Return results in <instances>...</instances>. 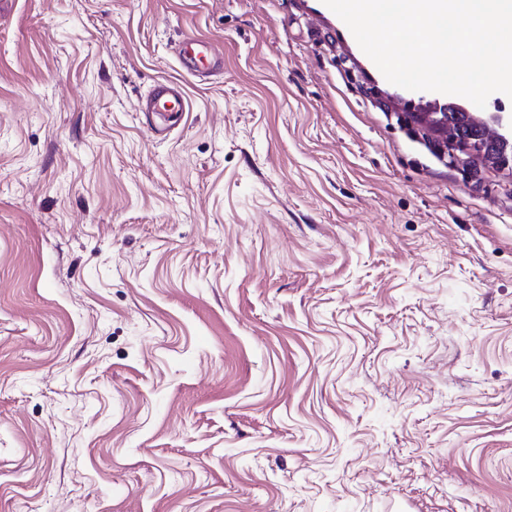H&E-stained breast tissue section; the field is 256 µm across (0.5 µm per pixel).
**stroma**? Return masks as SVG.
<instances>
[{"mask_svg":"<svg viewBox=\"0 0 512 512\" xmlns=\"http://www.w3.org/2000/svg\"><path fill=\"white\" fill-rule=\"evenodd\" d=\"M393 96L323 0H5L0 512H512V173ZM177 54L187 68H189L188 61L195 63L200 59L205 60L215 69H221L224 64V55L220 46L207 40L193 41L189 43V46L180 48ZM186 100L183 88L173 80L157 81L152 87L144 111L166 112L171 115H180L185 111ZM415 96L418 100L419 112H414V121L429 132L434 145L438 149L451 151L455 159L466 168H487L491 165V162L485 159L483 155L476 153L486 150V148H484L481 140L476 139L478 137L476 131L466 124L464 112H454L463 110V105L452 101L446 102L448 112L457 114L456 119L463 135L473 138L471 143L476 152L463 145L460 134L448 123V112H440L439 106L431 101L427 91H416ZM458 152L464 157L459 156Z\"/></svg>","mask_w":512,"mask_h":512,"instance_id":"1","label":"stroma"}]
</instances>
